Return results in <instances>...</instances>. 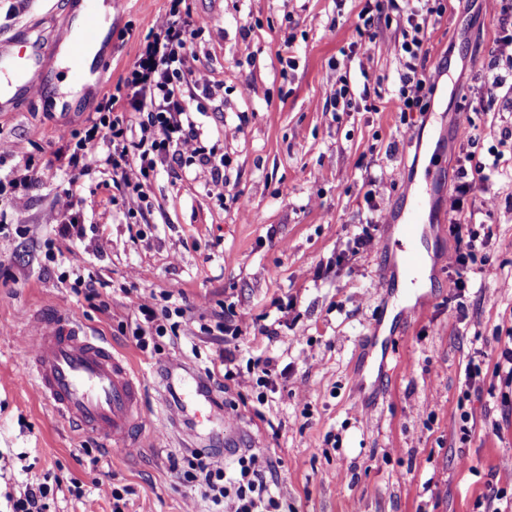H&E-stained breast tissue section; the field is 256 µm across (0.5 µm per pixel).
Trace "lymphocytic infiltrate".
I'll list each match as a JSON object with an SVG mask.
<instances>
[{
  "label": "lymphocytic infiltrate",
  "mask_w": 512,
  "mask_h": 512,
  "mask_svg": "<svg viewBox=\"0 0 512 512\" xmlns=\"http://www.w3.org/2000/svg\"><path fill=\"white\" fill-rule=\"evenodd\" d=\"M443 0H371L360 13L361 38L375 43L382 21L396 16L400 40L388 49L401 64L398 99L404 112H427L435 83L420 63L425 54V28L431 16L445 13ZM200 21L194 20L184 0H168V8L150 34L132 68L120 84L128 110L139 112L138 125H129L125 112L115 111L118 98L108 96L96 118L73 150L67 153L70 172L88 174L93 167L106 165L112 170V187L122 206L139 205L147 200V189L161 169L176 165L198 166L212 174L209 195L224 196L226 154L216 153L201 142L196 114L184 104L182 77L191 73L194 84H207L206 73L190 69L189 42ZM457 181L448 197V229L455 247L448 254V274L456 288L468 286L470 263L490 236L485 224H464L459 216L464 199L477 184L488 182L497 163L476 159L467 150L459 155ZM130 306L143 319L133 334L140 349H148L154 338L165 336L171 317H184L177 304L157 305L155 295L140 294ZM224 378L241 388H276L277 365L272 358L258 356L247 368H240L232 352L224 354ZM214 449H192L183 477L198 488L203 497L220 512H282L281 496L273 494L267 474L273 468L271 458L261 452L239 455L230 468L215 464Z\"/></svg>",
  "instance_id": "obj_1"
}]
</instances>
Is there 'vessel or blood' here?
<instances>
[{
    "label": "vessel or blood",
    "mask_w": 512,
    "mask_h": 512,
    "mask_svg": "<svg viewBox=\"0 0 512 512\" xmlns=\"http://www.w3.org/2000/svg\"><path fill=\"white\" fill-rule=\"evenodd\" d=\"M83 25L79 33H64L55 44L74 63L75 82H87L83 62L101 38L95 0H79ZM44 49L33 42L29 55L18 57L8 45H0V106L26 94L43 64ZM412 206L399 225L407 246L398 254L402 275L418 273L424 258L418 246L426 196L408 191ZM40 397L81 430L122 445L126 451L140 446L135 426L140 417L139 384L130 363L112 353L105 342L88 334L76 322L52 317L34 338L31 355L21 373Z\"/></svg>",
    "instance_id": "1"
}]
</instances>
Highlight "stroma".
I'll return each instance as SVG.
<instances>
[{"label": "stroma", "instance_id": "1", "mask_svg": "<svg viewBox=\"0 0 512 512\" xmlns=\"http://www.w3.org/2000/svg\"><path fill=\"white\" fill-rule=\"evenodd\" d=\"M69 3L0 0V41L61 35ZM167 5L127 0L113 14L100 45L110 65L90 88L65 86L68 71L54 57L27 98L0 109V177L29 158L40 173L27 195L0 199L10 224L0 235V491L44 477L54 488L47 512H112L114 487L126 492L122 512H185L191 500L210 512L181 474L187 452L176 438L191 426L192 447L219 449L220 465L252 446L269 455L283 512H484L488 488L512 497V381L496 372L512 342V142L501 139L512 103L487 96L480 81L494 57L501 75L512 72V45L498 40L490 0H449L431 17L422 65L436 91L423 115L399 110L400 62L387 49L400 35L394 23L348 62L353 92L368 89V99L346 112L331 105L334 62L358 41L365 0L341 8L336 0H187L203 23L191 66L210 86L187 84L185 100L205 108L204 145L232 160L223 198L208 195L209 170L163 172L148 191L149 211L130 213L112 203L111 174L95 170L77 182L83 235L62 238L53 212L68 177L55 154L115 90ZM461 120L477 133L478 158L502 154L500 173L464 205L491 206L493 237L463 290L446 268ZM433 161L439 178L421 239L429 263L413 294L385 279L393 254L379 247L353 256L349 241L369 225L385 239L390 227L378 214L403 212L407 182H421ZM50 243L74 256L96 298L86 300L63 266L46 260ZM318 267L325 276L316 281ZM150 292L173 294L186 314L157 349L143 351L129 297ZM234 312L252 317L246 335L201 332ZM55 315L101 336L140 371L137 452L82 434L21 384L32 339ZM228 347L242 366L258 355L289 366L283 389L261 404L225 381ZM376 361L383 372L373 371ZM175 362L211 384L209 400L183 402L180 421L169 417L177 396L158 392ZM470 368L479 371L472 387L464 383ZM228 411L250 438L225 440ZM463 413L462 431L451 422ZM76 485L82 497L72 495Z\"/></svg>", "mask_w": 512, "mask_h": 512}]
</instances>
